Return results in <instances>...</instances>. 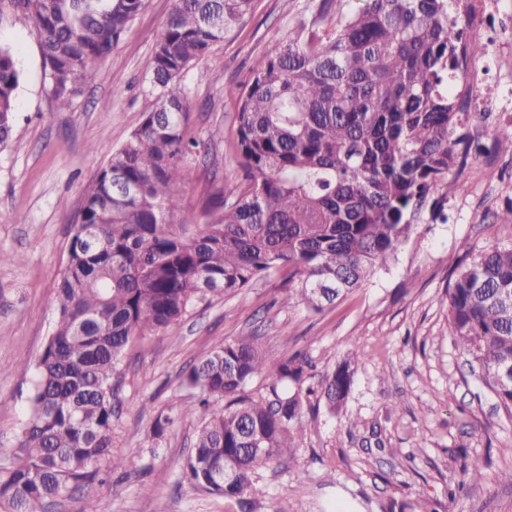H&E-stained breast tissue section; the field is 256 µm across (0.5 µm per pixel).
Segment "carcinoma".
Here are the masks:
<instances>
[{
    "label": "carcinoma",
    "instance_id": "cac0c4a2",
    "mask_svg": "<svg viewBox=\"0 0 512 512\" xmlns=\"http://www.w3.org/2000/svg\"><path fill=\"white\" fill-rule=\"evenodd\" d=\"M320 0L256 60L238 94L234 147L244 176L214 192L206 224L173 223L183 210L186 167L209 154L188 134L185 73L211 57L253 0H176L155 44L153 108L114 151L84 195L64 271L58 317L35 366L19 444L0 460V512H52L81 491L77 512H105L91 492L112 455L117 368L135 336L175 330L209 296L283 276L284 300L319 311L386 265L426 209L442 216L448 176L481 155L512 157V127L491 144L470 131L455 89L487 51L451 34L463 0H365L346 10ZM145 0H0V22L32 23L60 107L90 68L107 58ZM14 53L0 45V145L12 136L19 84ZM455 344L484 383L512 408V247L495 246L459 265L448 286ZM311 361L271 357L259 337L239 336L183 376L199 420L182 472L227 498L246 494L263 464L291 459L304 394L342 411L354 369L343 361L304 388ZM271 380L269 395L248 393Z\"/></svg>",
    "mask_w": 512,
    "mask_h": 512
}]
</instances>
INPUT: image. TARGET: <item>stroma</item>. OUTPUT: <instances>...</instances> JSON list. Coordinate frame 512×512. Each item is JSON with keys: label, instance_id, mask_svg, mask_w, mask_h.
Instances as JSON below:
<instances>
[{"label": "stroma", "instance_id": "obj_1", "mask_svg": "<svg viewBox=\"0 0 512 512\" xmlns=\"http://www.w3.org/2000/svg\"><path fill=\"white\" fill-rule=\"evenodd\" d=\"M175 0H145L110 56L95 65L69 108H58L50 70L30 21L0 24L20 72L12 137L0 146V459L17 446L28 395L56 318L84 190L139 127L156 93L148 82L155 43ZM311 0H254L224 37L214 61L185 75L189 133L210 147L211 165H190L183 205L201 215L213 192L242 175L234 152L237 96L254 61L294 31ZM512 201V159L478 158L444 201L447 222L424 220L387 265L335 304H287L272 273L248 288L199 304L176 331L126 348L112 424V452L126 460L92 492L108 512H512V410L480 380L448 323V282L457 261L512 245V224L493 215ZM256 333L272 356L302 352L323 375L355 362L346 405L331 415L311 401L292 460L261 468L253 489L229 499L190 485L181 472L198 420L176 417L155 437L157 415L191 400L184 373L224 341ZM485 463L467 485L473 460Z\"/></svg>", "mask_w": 512, "mask_h": 512}]
</instances>
